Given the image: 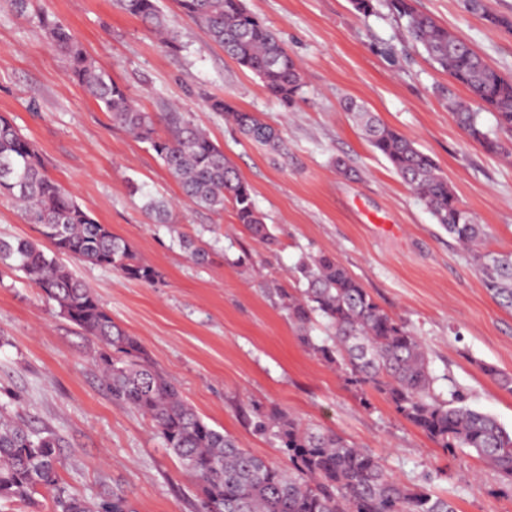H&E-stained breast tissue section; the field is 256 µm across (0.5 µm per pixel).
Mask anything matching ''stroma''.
Here are the masks:
<instances>
[{"label":"stroma","mask_w":512,"mask_h":512,"mask_svg":"<svg viewBox=\"0 0 512 512\" xmlns=\"http://www.w3.org/2000/svg\"><path fill=\"white\" fill-rule=\"evenodd\" d=\"M301 67L303 98L283 109L249 70L210 43L174 0L158 5L181 33L171 49L112 0H36L70 27L87 54L124 84L146 111L178 105L248 183L278 238L268 250L237 224L185 205L178 183L147 143L114 126L68 76L35 16L0 0V116L40 151L48 174L160 274L127 280L112 269L65 258L113 319L136 337L186 400L239 447L277 466L285 456L254 432L256 409L277 407L302 426L334 432L373 451L408 486L449 493L458 512H512V494L468 450L444 452L398 415L383 395L361 391L302 346L276 297V280L301 284L294 268L326 252L347 267L389 314L427 346L435 389L462 393L512 431V392L481 370L512 374V311L483 286L471 256L373 151L342 108L351 98L406 135L447 175L462 204L487 226L482 250L512 252V159L486 153L451 116L469 101L386 7L371 16L353 0H246ZM417 10L464 38L512 78V32L466 10L463 0H414ZM220 95L276 126L287 151L247 140L209 111ZM354 168L336 171V158ZM172 206L154 224L145 195ZM210 245L207 264L188 258L177 232ZM98 342L58 315L24 275L0 269V405L49 428L66 449L59 482L96 499L122 494L132 512H195L197 489L150 419L113 402L92 356Z\"/></svg>","instance_id":"35a3bbf8"}]
</instances>
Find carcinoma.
<instances>
[{
	"label": "carcinoma",
	"instance_id": "1",
	"mask_svg": "<svg viewBox=\"0 0 512 512\" xmlns=\"http://www.w3.org/2000/svg\"><path fill=\"white\" fill-rule=\"evenodd\" d=\"M176 2L212 44L258 77L271 97L285 108L295 103L303 88L301 70L288 47L247 9L245 0ZM382 4L405 21L412 42L477 104L474 110L462 102L450 103L469 140L488 154L508 153L504 143L485 129L482 112L493 113L499 129L512 137V79L447 27L416 10L413 0H354L364 15ZM113 5L148 24L166 46L179 44V31L169 24L157 0H113ZM466 5L491 25L512 31V17L488 10L485 0H466ZM39 22L49 43L68 58L70 78L110 114L113 123L149 144L193 206L214 213L229 206L252 238L268 246L276 243L256 209L250 186L187 113L175 108L145 111L125 86L96 64L69 28L44 16ZM208 106L252 141L282 149L278 131L256 114L216 96ZM344 109L435 223L470 250L490 297L512 310V253L478 250L484 225L462 204L433 158L356 100H345ZM0 196L19 204L26 221L52 245L46 251L33 240L0 238V267L23 272L61 317L98 341L93 361L112 400L150 418L200 490L196 512H456L447 497L393 478L373 453L334 432L303 429L278 408L256 411L252 425L256 433L275 441L288 459L286 467L253 455L204 421L140 342L112 320L95 292L58 256L107 266L144 283L153 282L157 271L137 261L124 239L98 223L52 179L33 142L2 117ZM142 209L153 223H171L170 204L162 198L145 196ZM178 242L194 263L208 262L207 243L188 235L178 236ZM296 273L304 285L300 295L279 287L274 292L307 350L351 382L383 394L399 415L438 447L467 448L512 482V431L493 415L466 405L458 391H450L448 399L436 392L427 347L405 321L388 314L332 254L301 258ZM318 318L328 331L321 342L310 334ZM481 370L512 392V374L484 364ZM62 459L61 439L54 432L31 428L0 410V501L41 512L37 494L51 487L56 491L53 512H130L119 493L89 500L60 486Z\"/></svg>",
	"mask_w": 512,
	"mask_h": 512
}]
</instances>
